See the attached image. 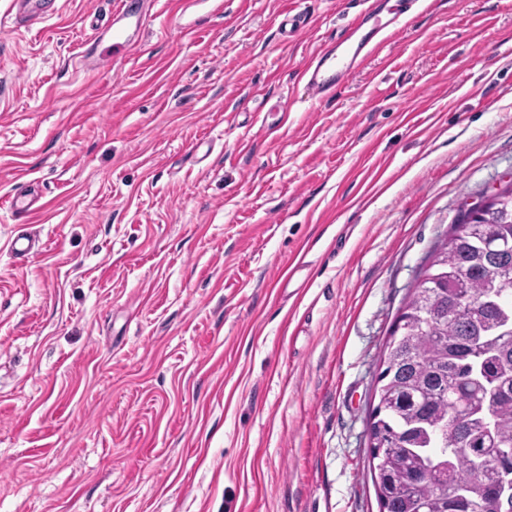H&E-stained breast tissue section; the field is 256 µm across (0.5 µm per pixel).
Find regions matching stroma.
Listing matches in <instances>:
<instances>
[{
    "instance_id": "1",
    "label": "stroma",
    "mask_w": 512,
    "mask_h": 512,
    "mask_svg": "<svg viewBox=\"0 0 512 512\" xmlns=\"http://www.w3.org/2000/svg\"><path fill=\"white\" fill-rule=\"evenodd\" d=\"M354 2L145 0L116 56L120 0H0V512H379L385 347L512 173V0H421L311 99Z\"/></svg>"
}]
</instances>
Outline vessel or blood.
Instances as JSON below:
<instances>
[{
	"instance_id": "vessel-or-blood-1",
	"label": "vessel or blood",
	"mask_w": 512,
	"mask_h": 512,
	"mask_svg": "<svg viewBox=\"0 0 512 512\" xmlns=\"http://www.w3.org/2000/svg\"><path fill=\"white\" fill-rule=\"evenodd\" d=\"M419 0H366L344 35L320 49L308 62L301 78L312 99L333 96L346 85L379 50L402 29L401 18ZM139 13L137 0H125L120 10L109 17L105 30L112 36L113 48L129 45L126 21Z\"/></svg>"
}]
</instances>
